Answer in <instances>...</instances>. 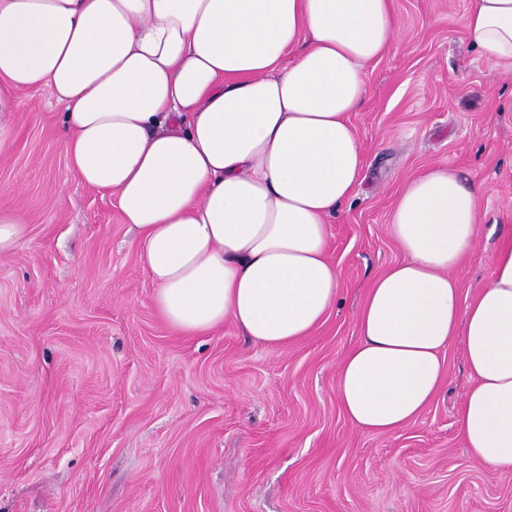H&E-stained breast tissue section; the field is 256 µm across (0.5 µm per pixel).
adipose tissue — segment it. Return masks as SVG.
I'll list each match as a JSON object with an SVG mask.
<instances>
[{
	"mask_svg": "<svg viewBox=\"0 0 512 512\" xmlns=\"http://www.w3.org/2000/svg\"><path fill=\"white\" fill-rule=\"evenodd\" d=\"M468 43L512 64V0H473ZM399 36L391 0H0V85L45 87L88 186L117 195L154 305L184 336L232 321L285 347L339 293L327 220L364 170L349 122L366 67ZM480 185L435 166L399 194L403 258L369 286L336 393L358 429L414 420L461 345L457 422L472 459L512 472V235L461 306Z\"/></svg>",
	"mask_w": 512,
	"mask_h": 512,
	"instance_id": "adipose-tissue-1",
	"label": "adipose tissue"
}]
</instances>
